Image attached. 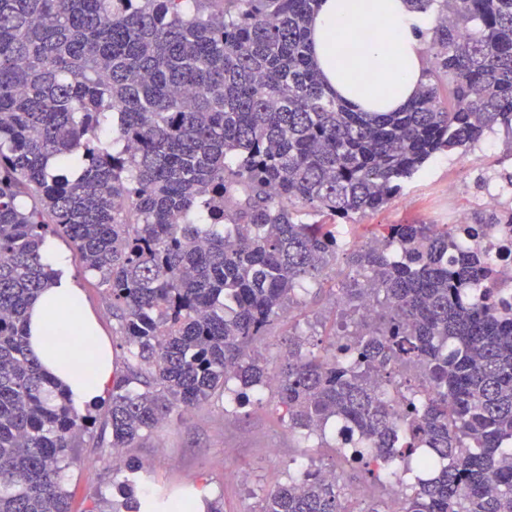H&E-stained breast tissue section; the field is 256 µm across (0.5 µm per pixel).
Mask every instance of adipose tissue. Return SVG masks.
<instances>
[{"label":"adipose tissue","instance_id":"1","mask_svg":"<svg viewBox=\"0 0 512 512\" xmlns=\"http://www.w3.org/2000/svg\"><path fill=\"white\" fill-rule=\"evenodd\" d=\"M432 25V15L415 11L409 0H320L310 30L319 77L353 110L404 111L425 80L423 35ZM369 27L381 28V36L363 38ZM42 253L58 276L28 310L29 344L81 410L109 385L112 360L101 355L107 344L67 272L69 258L50 239Z\"/></svg>","mask_w":512,"mask_h":512}]
</instances>
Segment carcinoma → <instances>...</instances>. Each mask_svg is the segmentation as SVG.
I'll return each mask as SVG.
<instances>
[{"mask_svg": "<svg viewBox=\"0 0 512 512\" xmlns=\"http://www.w3.org/2000/svg\"><path fill=\"white\" fill-rule=\"evenodd\" d=\"M434 16L428 81L404 112H355L320 81L318 0H0V512H69L60 473L95 424L29 348L26 313L66 238L118 321L108 447L228 393L268 392L291 434L338 433L370 478L419 475L400 512H512V288L466 245L512 225V203L470 224L343 221L377 212L434 155L512 130V0H409ZM314 212L312 223L302 216ZM376 322L319 348L302 336L268 386L256 344L323 286ZM401 369L414 381L392 418ZM142 467L94 512H145ZM349 488L308 473L258 512H348Z\"/></svg>", "mask_w": 512, "mask_h": 512, "instance_id": "carcinoma-1", "label": "carcinoma"}]
</instances>
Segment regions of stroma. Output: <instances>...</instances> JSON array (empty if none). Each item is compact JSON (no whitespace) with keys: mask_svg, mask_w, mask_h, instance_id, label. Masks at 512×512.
Returning <instances> with one entry per match:
<instances>
[{"mask_svg":"<svg viewBox=\"0 0 512 512\" xmlns=\"http://www.w3.org/2000/svg\"><path fill=\"white\" fill-rule=\"evenodd\" d=\"M499 160L512 170V136L499 128L467 153L437 155L384 209L353 215L350 238L360 240L367 224L457 223L460 215L483 208L490 191L501 201L511 200L512 191L503 189L498 178H491L486 188L477 185L478 177ZM70 273L87 307L97 315L103 338L113 346L114 369H121L124 353L117 345V322L104 289L79 268H71ZM349 273L345 260H338L323 289H311L303 303L274 321L259 345L270 370H277L291 334L303 333L324 347L332 341L337 317H344L348 330L356 329L358 314L346 310L337 293ZM103 432L98 423L83 433L61 472L71 512H91L100 501L111 499L112 483L121 477L112 468L111 449L101 441ZM335 444L331 437L325 447H304L289 434L269 400H254L240 408L215 398L143 435L124 449L123 457L146 470L148 488L169 494L196 489L219 501L223 512H258L267 490L299 477L306 467L334 469L343 482L363 484L365 474L358 467L338 464Z\"/></svg>","mask_w":512,"mask_h":512,"instance_id":"1","label":"stroma"}]
</instances>
